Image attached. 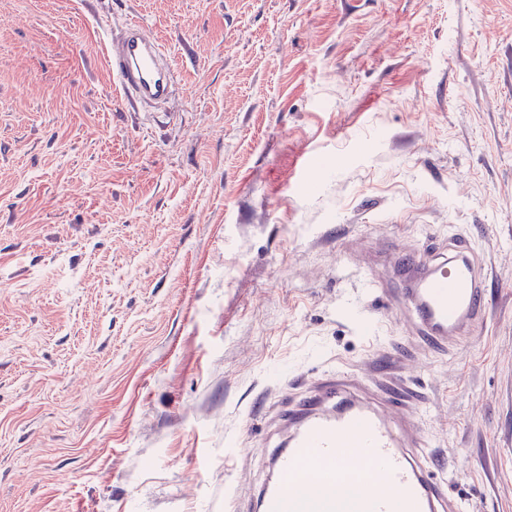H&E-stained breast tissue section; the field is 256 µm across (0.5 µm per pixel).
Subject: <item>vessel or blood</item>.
Instances as JSON below:
<instances>
[{"instance_id": "b4317fda", "label": "vessel or blood", "mask_w": 512, "mask_h": 512, "mask_svg": "<svg viewBox=\"0 0 512 512\" xmlns=\"http://www.w3.org/2000/svg\"><path fill=\"white\" fill-rule=\"evenodd\" d=\"M112 74L134 103L168 100L174 69L160 45L130 22L108 48ZM388 296L427 347L451 348L488 317V268L463 236L430 256L402 248ZM284 433L270 456V480L235 512H464L425 457L417 426L385 393L341 373L322 375L289 396L279 415ZM374 469L371 485L346 484L337 471ZM305 473L303 487L292 478Z\"/></svg>"}]
</instances>
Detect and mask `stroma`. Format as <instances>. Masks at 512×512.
<instances>
[{
	"label": "stroma",
	"mask_w": 512,
	"mask_h": 512,
	"mask_svg": "<svg viewBox=\"0 0 512 512\" xmlns=\"http://www.w3.org/2000/svg\"><path fill=\"white\" fill-rule=\"evenodd\" d=\"M132 20L178 78L134 112ZM456 234L491 310L430 350L370 280ZM385 356L512 512V0H0V512H225L289 378Z\"/></svg>",
	"instance_id": "35a3bbf8"
}]
</instances>
